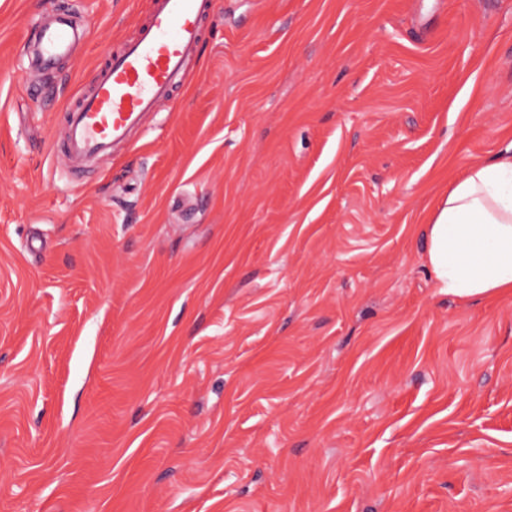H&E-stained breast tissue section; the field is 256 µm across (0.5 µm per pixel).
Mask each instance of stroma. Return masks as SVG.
Here are the masks:
<instances>
[{
  "label": "stroma",
  "instance_id": "obj_1",
  "mask_svg": "<svg viewBox=\"0 0 512 512\" xmlns=\"http://www.w3.org/2000/svg\"><path fill=\"white\" fill-rule=\"evenodd\" d=\"M152 2L0 0V512H512V294L426 237L512 146V0H218L75 174ZM55 14L86 42L28 69ZM216 0H155L135 39L114 52L104 71L79 93L68 112L65 161L108 155L149 115L170 102L187 61L203 41V23Z\"/></svg>",
  "mask_w": 512,
  "mask_h": 512
}]
</instances>
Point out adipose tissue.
I'll use <instances>...</instances> for the list:
<instances>
[{
    "label": "adipose tissue",
    "mask_w": 512,
    "mask_h": 512,
    "mask_svg": "<svg viewBox=\"0 0 512 512\" xmlns=\"http://www.w3.org/2000/svg\"><path fill=\"white\" fill-rule=\"evenodd\" d=\"M428 261L460 297L512 292V153L470 166L430 218Z\"/></svg>",
    "instance_id": "obj_1"
}]
</instances>
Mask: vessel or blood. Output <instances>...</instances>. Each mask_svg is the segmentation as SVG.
I'll return each instance as SVG.
<instances>
[{"instance_id":"obj_1","label":"vessel or blood","mask_w":512,"mask_h":512,"mask_svg":"<svg viewBox=\"0 0 512 512\" xmlns=\"http://www.w3.org/2000/svg\"><path fill=\"white\" fill-rule=\"evenodd\" d=\"M216 0H155L135 39L114 52L104 71L67 108L65 161L108 155L133 129L170 102L187 61L203 41V23ZM26 49L32 68L49 71L71 54L77 29L58 15L36 23Z\"/></svg>"}]
</instances>
